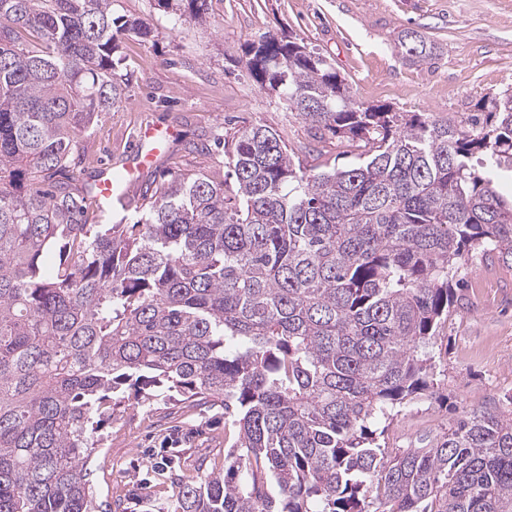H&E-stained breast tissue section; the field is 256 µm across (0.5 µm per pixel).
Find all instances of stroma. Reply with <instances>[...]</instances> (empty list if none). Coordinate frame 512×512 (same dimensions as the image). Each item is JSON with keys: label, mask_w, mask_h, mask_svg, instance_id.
Returning <instances> with one entry per match:
<instances>
[{"label": "stroma", "mask_w": 512, "mask_h": 512, "mask_svg": "<svg viewBox=\"0 0 512 512\" xmlns=\"http://www.w3.org/2000/svg\"><path fill=\"white\" fill-rule=\"evenodd\" d=\"M117 16L143 20L149 39H121L124 96L80 141L78 181L101 165L122 170L140 128H155L158 165L140 172L142 196L160 171L224 168V154L192 152L196 143L249 124L275 128L291 147L307 128L274 94L253 83L242 62L248 42L287 29L346 79L357 100L397 112L460 119L512 87V0H214L198 24L156 0H115ZM419 31L438 46L432 60L410 63L399 32ZM464 284L430 347L433 389L379 418L386 448L418 447L472 411L512 412V267L475 253ZM92 463L97 501L122 512H174L181 484L224 470L237 429L222 408H187L179 395L138 402L124 387Z\"/></svg>", "instance_id": "1"}]
</instances>
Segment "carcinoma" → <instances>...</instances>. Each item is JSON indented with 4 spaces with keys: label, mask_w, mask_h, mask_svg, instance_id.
Returning a JSON list of instances; mask_svg holds the SVG:
<instances>
[{
    "label": "carcinoma",
    "mask_w": 512,
    "mask_h": 512,
    "mask_svg": "<svg viewBox=\"0 0 512 512\" xmlns=\"http://www.w3.org/2000/svg\"><path fill=\"white\" fill-rule=\"evenodd\" d=\"M201 19L210 0H158ZM112 0H0V512H99L92 424L128 384L238 426L224 473L174 512H512V415L472 412L390 454L369 422L431 388L426 348L474 252L512 265V90L455 122L357 101L291 32L245 68L317 143L265 124L224 140V178L164 173L141 237L88 223L80 137L122 102ZM410 63L437 45L397 37Z\"/></svg>",
    "instance_id": "obj_1"
}]
</instances>
